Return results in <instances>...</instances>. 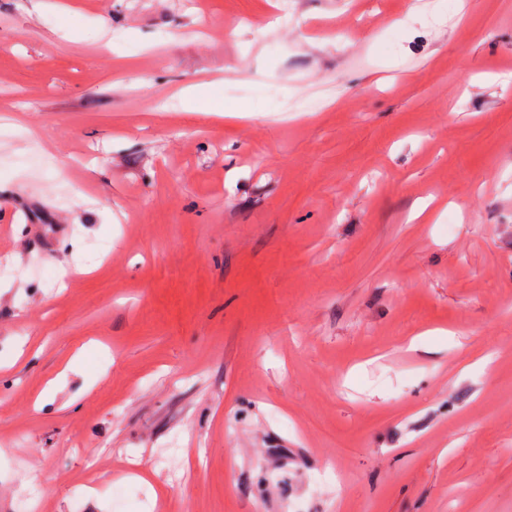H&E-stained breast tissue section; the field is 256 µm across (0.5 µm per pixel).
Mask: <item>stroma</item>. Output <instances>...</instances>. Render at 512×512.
<instances>
[{"instance_id": "1", "label": "stroma", "mask_w": 512, "mask_h": 512, "mask_svg": "<svg viewBox=\"0 0 512 512\" xmlns=\"http://www.w3.org/2000/svg\"><path fill=\"white\" fill-rule=\"evenodd\" d=\"M39 2L0 512H512V0Z\"/></svg>"}]
</instances>
